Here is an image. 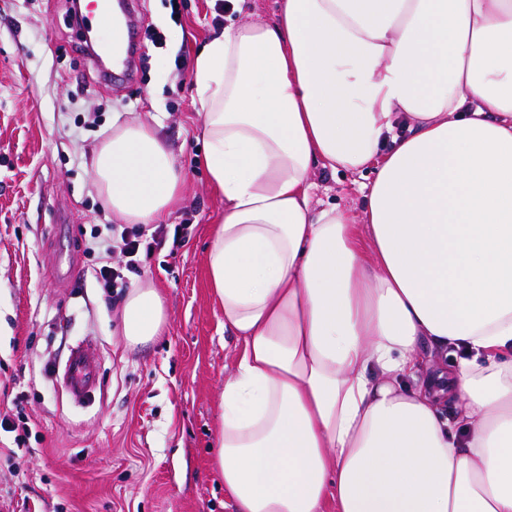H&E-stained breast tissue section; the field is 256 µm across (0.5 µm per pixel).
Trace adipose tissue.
<instances>
[{"label":"adipose tissue","mask_w":512,"mask_h":512,"mask_svg":"<svg viewBox=\"0 0 512 512\" xmlns=\"http://www.w3.org/2000/svg\"><path fill=\"white\" fill-rule=\"evenodd\" d=\"M191 75L224 198L208 281L241 345L213 458L234 512H512V0H279ZM318 166L373 169L359 212L315 207ZM93 174L127 224L181 187L139 121ZM121 319L129 344L165 335L162 293ZM425 342L461 356L420 383Z\"/></svg>","instance_id":"1"}]
</instances>
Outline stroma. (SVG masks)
Instances as JSON below:
<instances>
[{"mask_svg": "<svg viewBox=\"0 0 512 512\" xmlns=\"http://www.w3.org/2000/svg\"><path fill=\"white\" fill-rule=\"evenodd\" d=\"M217 2L182 0L176 22L171 0H137L141 67L106 81L68 0H0V420L33 433L21 448L0 428V512H232L211 443L240 349L208 287L224 199L209 186L189 67L226 26L272 20L277 0L234 12ZM117 119L170 146L183 191L165 223L184 231L108 294L94 270L125 259L92 163ZM372 179L318 171L314 199L359 209ZM150 282L164 291L169 330L133 348L121 302ZM79 345L100 364L83 406L58 382Z\"/></svg>", "mask_w": 512, "mask_h": 512, "instance_id": "stroma-1", "label": "stroma"}]
</instances>
